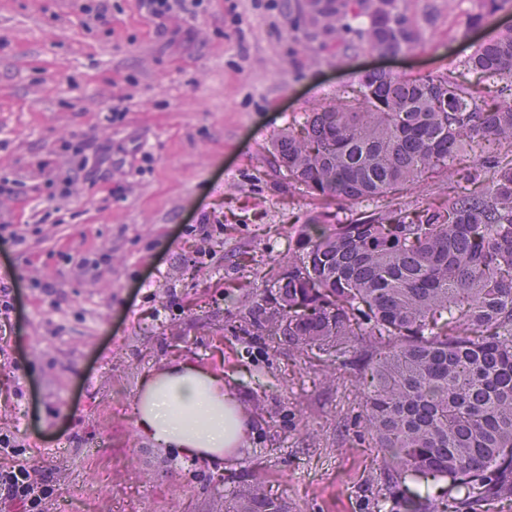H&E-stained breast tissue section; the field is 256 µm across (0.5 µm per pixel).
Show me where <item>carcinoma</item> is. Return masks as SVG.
Masks as SVG:
<instances>
[{
    "label": "carcinoma",
    "instance_id": "obj_1",
    "mask_svg": "<svg viewBox=\"0 0 512 512\" xmlns=\"http://www.w3.org/2000/svg\"><path fill=\"white\" fill-rule=\"evenodd\" d=\"M307 49L340 60L368 50L410 53L434 15L408 0H295ZM460 35L512 11V0H469ZM465 71L498 78L512 97V29L482 39L446 72L422 79L370 70L359 90L304 113L267 150L270 169L302 194L377 202L428 175L448 183V206L399 202L350 222L304 224L274 292L244 298L241 330L278 336L329 360L361 350L355 382L364 422L388 465L374 512H440L409 476L462 489L455 512L512 491V160L467 145L512 144V106L485 108ZM480 180L477 194L455 190ZM224 512H288L257 470L231 480Z\"/></svg>",
    "mask_w": 512,
    "mask_h": 512
}]
</instances>
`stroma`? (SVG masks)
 <instances>
[{
  "instance_id": "1",
  "label": "stroma",
  "mask_w": 512,
  "mask_h": 512,
  "mask_svg": "<svg viewBox=\"0 0 512 512\" xmlns=\"http://www.w3.org/2000/svg\"><path fill=\"white\" fill-rule=\"evenodd\" d=\"M105 3V22L86 7ZM436 18L416 54L295 56L288 0H0V281L14 344L0 356V432L13 434L46 512H214L225 476L259 470L288 512H373L386 466L342 389L350 364L237 329L238 299L272 287L291 237L369 204H303L264 155L289 121L352 91L359 72L422 78L471 52L468 0H409ZM122 109L112 121L113 109ZM220 224L212 264L199 227ZM53 294L42 290L43 284ZM221 371L251 417L249 451L214 463L136 434L141 378L174 360ZM14 288L11 284L0 282V321L4 324V335L0 336V353L5 355L8 346V338L6 336L7 323L11 321L10 316L15 311V297L13 295Z\"/></svg>"
}]
</instances>
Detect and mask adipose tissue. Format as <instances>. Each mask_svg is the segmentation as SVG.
Segmentation results:
<instances>
[{
  "label": "adipose tissue",
  "mask_w": 512,
  "mask_h": 512,
  "mask_svg": "<svg viewBox=\"0 0 512 512\" xmlns=\"http://www.w3.org/2000/svg\"><path fill=\"white\" fill-rule=\"evenodd\" d=\"M140 438L190 458L220 461L247 445L250 418L223 374L181 361L146 374L135 409Z\"/></svg>",
  "instance_id": "adipose-tissue-1"
}]
</instances>
